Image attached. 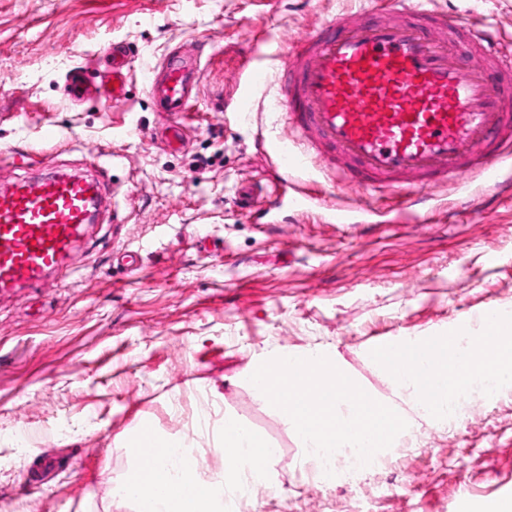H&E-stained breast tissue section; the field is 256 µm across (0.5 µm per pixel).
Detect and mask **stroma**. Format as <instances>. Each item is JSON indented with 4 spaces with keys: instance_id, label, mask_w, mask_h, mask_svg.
<instances>
[{
    "instance_id": "35a3bbf8",
    "label": "stroma",
    "mask_w": 512,
    "mask_h": 512,
    "mask_svg": "<svg viewBox=\"0 0 512 512\" xmlns=\"http://www.w3.org/2000/svg\"><path fill=\"white\" fill-rule=\"evenodd\" d=\"M368 4L0 0V149L35 147L43 172L97 179L102 196L60 270L0 294V512H129L112 489L144 420L223 469L197 429L203 413L216 427L236 417L277 452L270 483L236 512H482L512 499V385L471 401L454 427L418 422L383 467L327 486L244 380L255 355L331 343L359 384L386 397L368 346L512 308V149L490 171L424 186L430 201L411 224L395 189L367 191L319 165L288 178L304 205L270 207L267 144L288 125L251 71L278 68L298 35ZM425 7L492 30L512 57V0ZM116 45L129 55L125 96L71 100L75 70L111 86ZM197 45L202 82L172 150L161 139L170 118L141 70ZM46 124L58 141L40 140ZM246 183L259 188L247 210ZM339 208L349 223H334ZM134 252L132 273L121 258Z\"/></svg>"
}]
</instances>
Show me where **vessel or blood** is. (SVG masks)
I'll return each mask as SVG.
<instances>
[{"label": "vessel or blood", "instance_id": "obj_1", "mask_svg": "<svg viewBox=\"0 0 512 512\" xmlns=\"http://www.w3.org/2000/svg\"><path fill=\"white\" fill-rule=\"evenodd\" d=\"M388 20L339 14L295 42L282 64L276 104L291 139L273 150L284 170L303 167L307 148L344 180L368 190L406 191L408 207L425 206L424 179L454 181L489 169L497 139L512 133V59L495 56L487 30L455 25L419 0H386ZM459 36L482 55L457 64L448 47ZM125 50L112 52V93L124 95ZM202 78L195 58L170 56L146 68L143 82L163 111H188ZM95 185L54 174L0 190V292L40 282L74 251L91 220Z\"/></svg>", "mask_w": 512, "mask_h": 512}]
</instances>
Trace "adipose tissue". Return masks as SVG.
<instances>
[{"label":"adipose tissue","mask_w":512,"mask_h":512,"mask_svg":"<svg viewBox=\"0 0 512 512\" xmlns=\"http://www.w3.org/2000/svg\"><path fill=\"white\" fill-rule=\"evenodd\" d=\"M133 459L116 484L114 496L131 504L133 512H224V489L243 475L252 482L269 479L276 452L265 438L236 418L224 420V472L209 474L192 450L160 435L153 424H138L128 442Z\"/></svg>","instance_id":"ef3b65f1"}]
</instances>
